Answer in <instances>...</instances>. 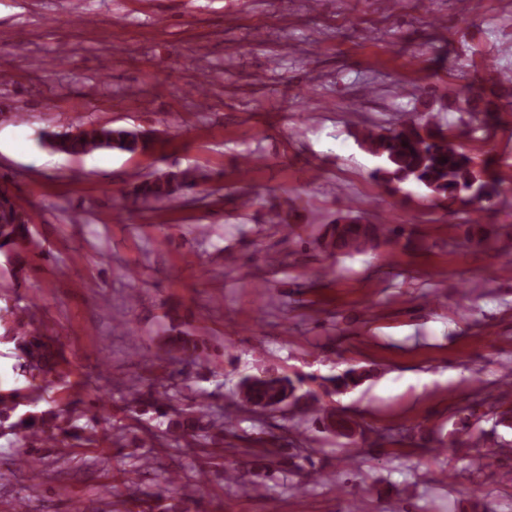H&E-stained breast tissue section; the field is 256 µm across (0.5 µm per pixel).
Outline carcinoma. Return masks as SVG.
I'll return each instance as SVG.
<instances>
[{
	"instance_id": "obj_1",
	"label": "carcinoma",
	"mask_w": 512,
	"mask_h": 512,
	"mask_svg": "<svg viewBox=\"0 0 512 512\" xmlns=\"http://www.w3.org/2000/svg\"><path fill=\"white\" fill-rule=\"evenodd\" d=\"M460 109L468 112L479 122V129L488 133L496 126L493 110L479 98L460 95ZM357 144L378 165L370 177L391 191L401 190L403 185L416 186L427 196L453 205L468 198L476 202L473 221H479V213L501 195V181L490 160L476 158L458 150L442 126L422 115L412 118L400 128L384 131L376 128L358 129L353 133ZM43 145L55 154L69 158H81L100 150L119 151L129 155L145 154L155 148V142L137 130L114 127L110 124H85L76 135L65 132H45ZM205 179L196 168L159 170L151 178L138 182L127 192L133 203L168 201L191 193ZM34 225L28 211L19 205L0 177V255L11 266L13 276L27 267L26 255L38 247L34 238ZM402 228L392 224H369L357 214L339 216L326 225L324 240L327 247L342 255H363L376 249L382 242H390L400 236ZM16 297L11 308L0 313V344H11L17 351L18 363L13 371L24 377L28 385L3 388L0 386V435H15L27 449L21 464L35 472L45 465L44 458L35 449L48 443H60L71 438L82 446L100 447L104 440L113 445L128 441L130 424L137 408H151L161 417L171 414L165 436L179 447L193 450L210 458L214 449L224 447V437L236 434L233 410L250 412L264 410L272 413L288 405L313 415L327 431L352 435V428L332 409L325 407L319 395L304 388V380L276 373H262L244 378L242 384L228 397L229 411L213 403L218 395H209L210 401L192 408L177 407L178 389L165 384H144L131 380L120 382L99 371L95 374L96 389L111 396L112 389L121 388L133 397L134 405L124 410V418L112 415L103 403L96 412L86 417L83 425L71 421L61 423L62 411L53 407L43 408L45 401L42 387L33 384L39 379L45 383L65 380L64 369L68 366L64 350L50 336L48 327L34 320L31 307L20 305ZM169 354L182 361L196 360L202 350L201 341L186 332L169 336L164 342ZM367 377V371L351 366L343 372L324 379L321 387L327 394L341 393L359 386ZM292 465L306 470L309 481H317V471L308 455L295 453ZM150 466L147 453L132 454L122 469L123 483L135 480ZM159 482L182 494L193 493L201 488V468L194 474L155 470Z\"/></svg>"
}]
</instances>
